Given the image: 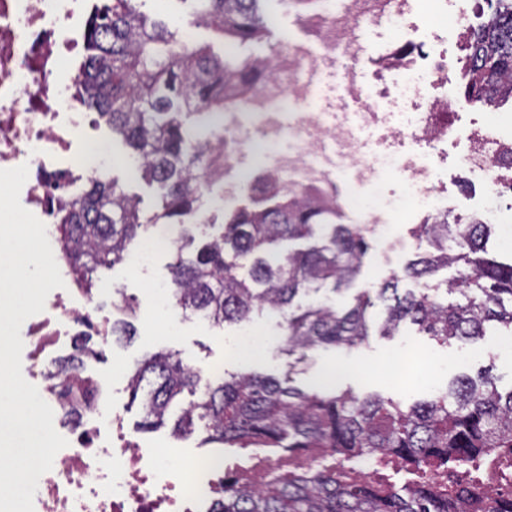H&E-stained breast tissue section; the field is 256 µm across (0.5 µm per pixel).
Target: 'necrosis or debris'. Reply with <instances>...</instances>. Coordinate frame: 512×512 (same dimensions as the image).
Masks as SVG:
<instances>
[{
  "instance_id": "necrosis-or-debris-1",
  "label": "necrosis or debris",
  "mask_w": 512,
  "mask_h": 512,
  "mask_svg": "<svg viewBox=\"0 0 512 512\" xmlns=\"http://www.w3.org/2000/svg\"><path fill=\"white\" fill-rule=\"evenodd\" d=\"M302 39L279 45L256 80L233 86L235 100L224 116L221 153L233 170L253 140L240 113L265 125L260 153L265 176L298 194L317 193L361 223L383 224L388 214L466 213L480 224L512 223V137L470 130L456 167L482 188L476 207L461 210L444 197L438 149L456 137L453 125L434 116L452 109L448 54L438 24L447 0H342L341 6L305 0ZM86 0H0V169L27 165L22 206L38 219L50 213L53 184L62 173L86 171L106 157L105 146L81 134L84 113L74 102L79 67H65L84 38ZM383 38L381 53L368 55L370 36ZM314 41L317 53L305 43ZM295 113L284 125V110ZM401 182L397 198L370 205L361 190L379 196L387 178ZM49 310L27 320L26 358L48 404L72 411L68 444L40 479L35 512H215L225 485L259 488L274 475L324 466L341 479L389 486L422 481L465 487L473 497L502 490V463L439 472L403 467L378 458L346 461L324 448L297 454L238 448L232 455L198 452L164 467L155 449L124 434L108 406L111 390L86 375L58 377L55 355L74 336L93 331L107 342L112 315L81 289L49 294Z\"/></svg>"
}]
</instances>
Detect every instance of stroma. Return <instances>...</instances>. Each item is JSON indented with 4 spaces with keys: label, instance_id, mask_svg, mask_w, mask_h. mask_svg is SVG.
<instances>
[{
    "label": "stroma",
    "instance_id": "obj_1",
    "mask_svg": "<svg viewBox=\"0 0 512 512\" xmlns=\"http://www.w3.org/2000/svg\"><path fill=\"white\" fill-rule=\"evenodd\" d=\"M263 7L274 16L275 28L261 40L242 46V55L263 56L269 54L271 46L278 44L282 38L290 36L297 39L302 35V5L296 4L295 0H265ZM143 9L163 18H171L174 31H192L195 44L211 45L216 54H223V41L211 29L195 24L191 16L179 13L176 0H144ZM448 53L451 57L448 94L454 101L453 110L448 115L449 122L461 130L490 123L491 113L482 111L480 105L467 102L462 95L463 70L456 60V45H449ZM223 193V183L212 186L210 201L202 205L206 221L195 226L196 237L209 234L211 225L222 224L225 213L249 205L252 201L251 193L243 187L236 188L233 199L227 202L222 199ZM409 228L410 223L406 220L384 227L380 236L374 239L365 264L349 290L335 294L323 289L302 294L297 297V304L320 300L339 307L351 305L355 295L372 290L407 260L429 252V242L411 235ZM169 260V253L164 250L154 256L147 268L119 265L101 272L105 291L100 294V301L108 302V289H121L135 314L128 318L123 312L117 311L112 318L116 321L129 319L136 334L128 342H111L105 356L84 360L88 373L111 385L112 412L124 432L131 434L142 446L159 449L167 462H174L178 453L189 454L206 449L207 434L200 429L190 438L177 440L165 428L146 432L137 430L136 424L141 421L142 413L139 402L133 401L130 396L128 380L145 354L160 350L179 352L184 364L193 369L203 371L220 364L225 373L231 374L241 371L244 363L227 356V349L239 344L245 334L260 330L264 332L267 342L261 360L253 364L254 370L280 379L291 377L293 385L304 390L319 383L326 366L332 362L349 367L348 372L338 375V389H349L361 396L378 393L405 406L426 398L430 390L445 386L462 372L474 375L487 369L497 377L500 388H512V348L502 347L501 338L496 333L477 342L455 341L443 346L418 333L415 327L406 325L397 335L387 337L375 333L358 348H320L308 352L305 359L299 361L286 352L283 330L277 319L257 316L251 322L222 329L209 327L195 319H184L173 304L160 308L154 300L156 286L167 284L169 280L166 268ZM395 356L415 358L422 373L421 378L397 382L388 376L389 362Z\"/></svg>",
    "mask_w": 512,
    "mask_h": 512
}]
</instances>
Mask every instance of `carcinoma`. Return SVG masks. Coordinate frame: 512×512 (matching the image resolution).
I'll use <instances>...</instances> for the list:
<instances>
[{
    "instance_id": "cac0c4a2",
    "label": "carcinoma",
    "mask_w": 512,
    "mask_h": 512,
    "mask_svg": "<svg viewBox=\"0 0 512 512\" xmlns=\"http://www.w3.org/2000/svg\"><path fill=\"white\" fill-rule=\"evenodd\" d=\"M176 2L224 39V56L176 38L166 22L141 11L138 0L95 5L79 99L121 138L127 158L136 161L130 176L156 184L159 204L147 214L116 180L95 176L88 190L58 197L50 215L79 287L97 288V267L128 263L140 230L162 221L179 228L168 265L173 303L218 328L255 314L279 316L290 355L357 347L377 315L384 336L410 323L446 345L477 340L490 323L512 334V258L489 254L486 224L450 223L443 215L413 225V235L426 238L433 251L406 262L345 309L325 302L293 308L301 293L326 285L334 293L349 290L377 232L375 224L336 223V210L324 201L271 191L231 212L217 232L195 243L203 184L224 177L218 165L224 136H206L180 116L224 118V88L234 78L253 80L255 66L270 59L237 57L233 50L262 38L271 16L260 9L262 0ZM486 3L489 17L465 45L463 96L491 105L512 98L506 86L512 81V0ZM297 241L311 245L297 249ZM449 266L458 267V276L446 292L459 293L461 302L399 288L404 279ZM290 382L251 369L205 378L179 353L162 350L142 359L128 386L132 399L140 400L143 426L169 423L172 434L182 435L202 423L211 441L230 448L260 444L291 454L330 448L347 459L380 455L436 470L512 454V389L501 392L487 370L459 375L409 408L379 394L339 391L330 382L307 391ZM185 391L197 399L173 420L171 407ZM217 512H512V494L471 502L453 488L347 483L310 467L266 489L227 487Z\"/></svg>"
}]
</instances>
